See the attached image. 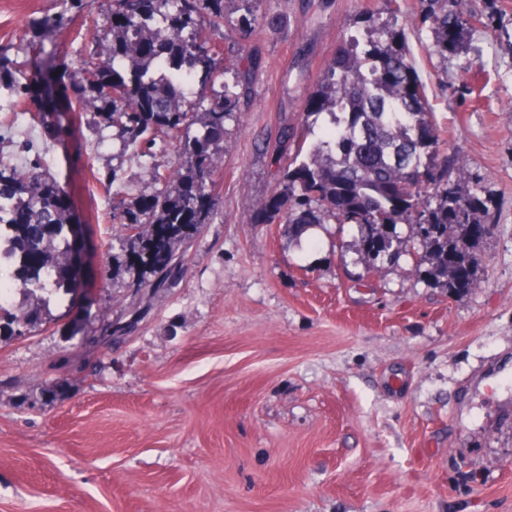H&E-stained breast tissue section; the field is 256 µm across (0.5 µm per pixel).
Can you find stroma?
<instances>
[{
	"label": "stroma",
	"instance_id": "35a3bbf8",
	"mask_svg": "<svg viewBox=\"0 0 512 512\" xmlns=\"http://www.w3.org/2000/svg\"><path fill=\"white\" fill-rule=\"evenodd\" d=\"M447 57L419 0H226L220 47L256 51L228 122L217 217L179 280L132 297L114 204L154 193L174 141L137 160L65 92L109 0H0V159L65 189L79 264L41 325L0 338V512H512V0H450ZM402 31L490 229L455 295L410 243L386 261L352 224L301 243L255 216L344 38ZM119 188H112L113 179Z\"/></svg>",
	"mask_w": 512,
	"mask_h": 512
}]
</instances>
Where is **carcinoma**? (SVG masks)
I'll use <instances>...</instances> for the list:
<instances>
[{
	"label": "carcinoma",
	"mask_w": 512,
	"mask_h": 512,
	"mask_svg": "<svg viewBox=\"0 0 512 512\" xmlns=\"http://www.w3.org/2000/svg\"><path fill=\"white\" fill-rule=\"evenodd\" d=\"M110 2L108 55L89 56L82 65L86 77L71 85L79 110L114 130L138 158L153 155L159 130L181 145L177 179L156 174L162 188L129 212L124 225L126 267L138 292L176 281L188 263L189 244L213 222L220 181L216 149L225 123L240 117L251 100L254 63L215 88L224 75L218 52L194 25L205 17L209 26H220L224 0ZM419 2L435 34L429 51L443 56L456 46L462 18L448 0ZM185 77L208 102L199 119L184 109ZM323 114L328 121L312 145L299 128L284 131L288 161L279 164L276 193L256 221L286 225L295 241L315 224H354L358 251L373 261L400 248L397 225L405 224L433 283L454 293L470 290L485 240L481 201L464 177L453 176L454 158L443 153L425 87L399 31L377 28L365 42L353 38L339 49L301 126L313 129ZM63 196L49 172L34 167L20 174L0 162V201L16 202L11 249L21 260L15 278L28 324L46 309L43 269L53 272L54 287L72 281L66 245L58 244L70 218Z\"/></svg>",
	"instance_id": "obj_1"
}]
</instances>
